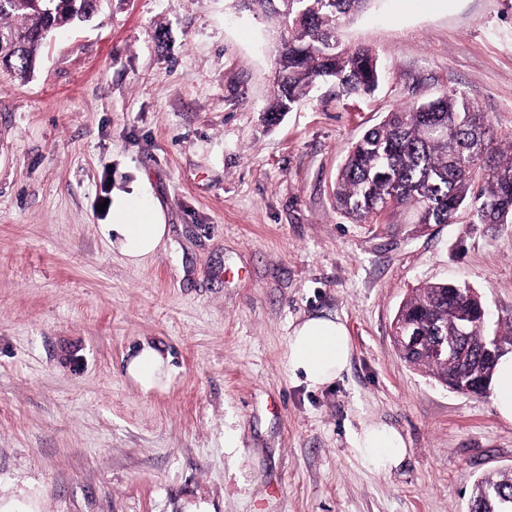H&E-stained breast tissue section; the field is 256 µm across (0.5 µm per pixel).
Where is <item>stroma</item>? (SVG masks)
Listing matches in <instances>:
<instances>
[{"instance_id":"35a3bbf8","label":"stroma","mask_w":512,"mask_h":512,"mask_svg":"<svg viewBox=\"0 0 512 512\" xmlns=\"http://www.w3.org/2000/svg\"><path fill=\"white\" fill-rule=\"evenodd\" d=\"M379 55L368 95L320 83L274 127L268 21L238 0H103L0 72V512H466L512 474L490 394L399 355L415 288H473L512 324V224H363L336 209L352 145L397 106L458 92L512 137V0H372L341 32ZM148 188L165 245L128 264L99 232ZM339 318L351 358L320 390L289 378L292 323ZM171 357L158 389L125 364ZM382 421L391 473L350 444ZM351 443L360 463L368 470H397L410 453L403 434L385 423L362 424L353 434Z\"/></svg>"}]
</instances>
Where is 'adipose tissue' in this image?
I'll return each instance as SVG.
<instances>
[{"instance_id":"adipose-tissue-1","label":"adipose tissue","mask_w":512,"mask_h":512,"mask_svg":"<svg viewBox=\"0 0 512 512\" xmlns=\"http://www.w3.org/2000/svg\"><path fill=\"white\" fill-rule=\"evenodd\" d=\"M167 233L160 208L144 190L117 197L110 223L101 227L102 237L132 264L155 255ZM350 353L346 326L329 316L312 315L291 327L286 368L293 380L319 390L342 377L349 367ZM168 365V356L145 345L130 358L126 373L149 391L159 386ZM351 443L362 466L374 471L397 470L410 453L403 434L385 423L362 424Z\"/></svg>"}]
</instances>
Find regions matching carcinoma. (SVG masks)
<instances>
[{"label": "carcinoma", "instance_id": "cac0c4a2", "mask_svg": "<svg viewBox=\"0 0 512 512\" xmlns=\"http://www.w3.org/2000/svg\"><path fill=\"white\" fill-rule=\"evenodd\" d=\"M243 2L277 28L278 79L265 110L268 125L277 124L320 81L334 82L347 97L378 83L375 50L347 47L338 38L339 28L369 0ZM85 6L84 0H0V70L29 77L48 36L80 22ZM468 202L475 223L512 224V140L506 148L498 144L486 114L454 92L388 113L354 144L336 182V208L360 223L407 213L414 224H449ZM479 309L466 288L432 283L416 289L395 318L431 337L438 327L453 334L458 314L469 316L465 368L484 381L482 387L468 386L477 395L490 386L496 367L483 356L486 334ZM404 360L425 367L439 382H457L451 361L426 359L413 350ZM473 496L472 512H512V477L483 478Z\"/></svg>", "mask_w": 512, "mask_h": 512}]
</instances>
